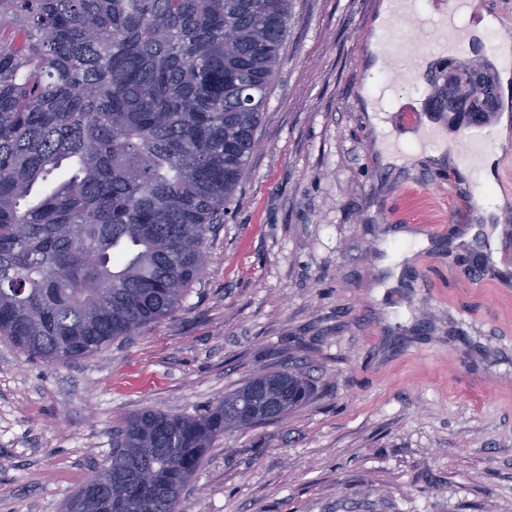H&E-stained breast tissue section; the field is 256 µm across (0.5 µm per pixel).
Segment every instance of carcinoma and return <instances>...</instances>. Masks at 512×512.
<instances>
[{"label": "carcinoma", "mask_w": 512, "mask_h": 512, "mask_svg": "<svg viewBox=\"0 0 512 512\" xmlns=\"http://www.w3.org/2000/svg\"><path fill=\"white\" fill-rule=\"evenodd\" d=\"M292 0H0V338L51 364L102 353L171 315L199 282L259 147ZM65 161L43 195L33 188ZM310 396L296 372L254 378L196 415L144 410L66 502L180 512L232 428Z\"/></svg>", "instance_id": "cac0c4a2"}]
</instances>
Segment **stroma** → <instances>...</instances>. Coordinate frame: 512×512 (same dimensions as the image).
<instances>
[{
  "mask_svg": "<svg viewBox=\"0 0 512 512\" xmlns=\"http://www.w3.org/2000/svg\"><path fill=\"white\" fill-rule=\"evenodd\" d=\"M381 0H292L260 141L205 273L177 310L69 364L0 339V512H62L150 408L207 410L292 367L314 387L282 419L225 432L181 512H512V210L479 212L449 154L385 164L387 121L449 73L500 75L497 32L432 62L426 84L368 73ZM378 98L379 94H377V92L374 94L365 95L366 112L368 113L371 124L375 127L376 131L381 136V147L386 159L391 162L401 163L402 161L396 159L392 154L393 151L390 147V143L394 141V136L391 135L388 137V133L390 134V128L386 122L387 115L384 112H378L380 109Z\"/></svg>",
  "mask_w": 512,
  "mask_h": 512,
  "instance_id": "1",
  "label": "stroma"
}]
</instances>
